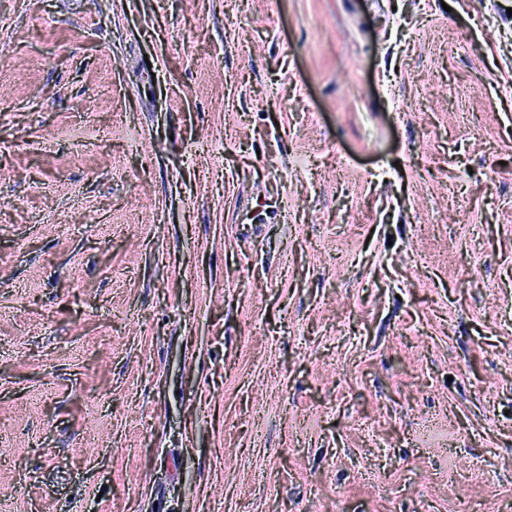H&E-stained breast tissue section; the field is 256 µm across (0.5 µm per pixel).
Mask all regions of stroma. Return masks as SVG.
Here are the masks:
<instances>
[{"mask_svg":"<svg viewBox=\"0 0 512 512\" xmlns=\"http://www.w3.org/2000/svg\"><path fill=\"white\" fill-rule=\"evenodd\" d=\"M1 434L0 512H512V0H0Z\"/></svg>","mask_w":512,"mask_h":512,"instance_id":"obj_1","label":"stroma"}]
</instances>
